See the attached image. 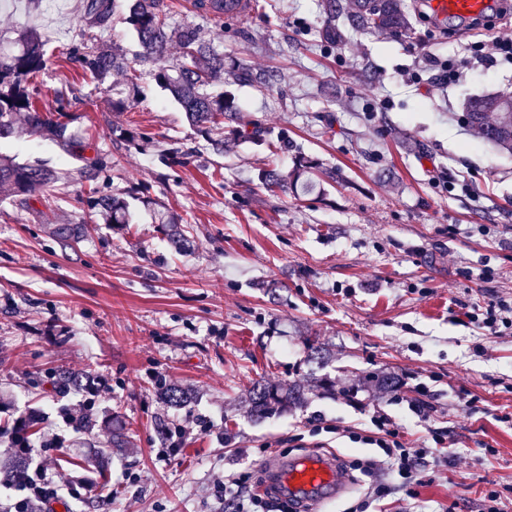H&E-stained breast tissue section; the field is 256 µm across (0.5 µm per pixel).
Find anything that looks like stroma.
<instances>
[{"mask_svg": "<svg viewBox=\"0 0 512 512\" xmlns=\"http://www.w3.org/2000/svg\"><path fill=\"white\" fill-rule=\"evenodd\" d=\"M60 2L54 12L42 0L0 5V42L40 32V109L69 100L70 131L110 162L94 185L133 196L131 224L85 222L94 185L83 158L49 136L0 142V157L65 175L27 205L0 200V426L34 410L29 444L60 436L47 462L92 486L84 498L63 496L66 512H216L210 487L225 470L257 489L271 482L256 459L335 454L347 468L376 456L360 438L378 412L434 461L410 489L394 488L386 512H479L489 488L512 512V327L493 334L471 318L512 301V159L462 121L468 97L512 94V62L439 79L485 42L482 27L404 0L409 34H365L347 23L349 0H336L341 37L330 44L320 0H257L247 22L208 31L225 64L244 58L276 76L268 88L230 85L245 136L217 153L157 84L155 63L136 62V100L113 110L120 75L94 81L68 49L102 42L134 60L137 41L121 20L91 25L84 0ZM299 154L335 179L310 193L267 192L263 170L289 173ZM160 211L181 217L187 249L160 233ZM312 341L325 361L312 359ZM60 370L107 379L91 432L64 422L61 408L83 397L52 389ZM390 372L401 392L375 395L369 377ZM313 377L335 392L314 391L302 408L260 422L242 407L256 380ZM159 378L196 394L191 410L171 415V460L159 459L153 429L164 412ZM351 387L354 403L341 394ZM416 399L429 418L411 411ZM111 412L129 441L121 452L100 425ZM437 427L448 430L442 448ZM446 456L455 465H440Z\"/></svg>", "mask_w": 512, "mask_h": 512, "instance_id": "stroma-1", "label": "stroma"}]
</instances>
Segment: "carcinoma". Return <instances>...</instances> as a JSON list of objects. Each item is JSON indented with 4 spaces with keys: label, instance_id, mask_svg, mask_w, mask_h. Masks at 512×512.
I'll return each mask as SVG.
<instances>
[{
    "label": "carcinoma",
    "instance_id": "cac0c4a2",
    "mask_svg": "<svg viewBox=\"0 0 512 512\" xmlns=\"http://www.w3.org/2000/svg\"><path fill=\"white\" fill-rule=\"evenodd\" d=\"M225 0H196L198 14L206 22L219 25ZM85 14L91 22L104 26L111 19V0H86ZM125 23L132 27L139 51L138 62H162L166 59L171 43L180 48L176 64L161 67L155 77L161 88L182 108L187 120L210 143L222 150L225 145L243 135L236 120L237 105L228 91L214 93L211 87L229 81L231 84H248L262 88L275 79V75L255 69L246 59H241L229 70H224V53L215 49L207 38L204 26L185 24L170 28L163 0H125ZM348 24L362 31L397 34L410 28V20L403 0H351L347 14ZM69 60L93 78L103 81L114 71H124L127 83L136 86V74L124 59L104 46L74 43L68 52ZM47 65L45 43L33 30H26L13 49L0 47V139L14 134L21 123L32 135L49 131L67 148L82 151L83 144L73 138L67 123L61 121L69 101L57 99V118L40 111L36 104L39 89L34 78ZM466 121L477 137L496 148L501 154L512 157V97L486 94L469 99L466 103ZM317 165L304 157L298 159L295 169L288 176L274 169L263 174V181L270 191L281 190L285 183L301 184L306 190L316 186L314 170ZM59 181L58 172L41 165L16 164L5 158L0 162V189L20 203ZM90 217L99 216L107 224H129L132 212L128 200L119 195L101 193L88 201ZM161 231L172 243L182 246L187 235L179 220L171 217L161 224ZM87 374L61 371L54 379L62 393L80 390L85 386ZM161 403L168 409H182L193 402L191 390L179 385L158 384ZM305 401V387L294 385L286 390L263 380L253 384L246 396L248 413L264 418L284 407L300 406ZM28 460L11 455L0 465V483H17L25 477Z\"/></svg>",
    "mask_w": 512,
    "mask_h": 512
}]
</instances>
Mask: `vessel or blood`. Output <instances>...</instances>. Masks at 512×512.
<instances>
[{"instance_id": "b4317fda", "label": "vessel or blood", "mask_w": 512, "mask_h": 512, "mask_svg": "<svg viewBox=\"0 0 512 512\" xmlns=\"http://www.w3.org/2000/svg\"><path fill=\"white\" fill-rule=\"evenodd\" d=\"M428 4L438 19L482 20L491 0H428ZM257 465L273 470L280 492L297 499L305 512H324L326 501L343 487L339 465L331 456L303 455L283 466L261 459Z\"/></svg>"}]
</instances>
